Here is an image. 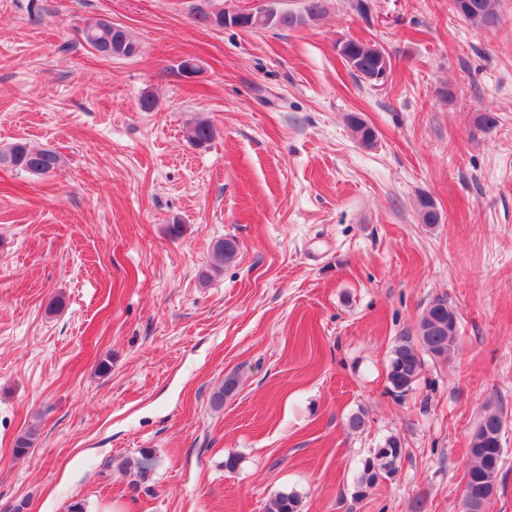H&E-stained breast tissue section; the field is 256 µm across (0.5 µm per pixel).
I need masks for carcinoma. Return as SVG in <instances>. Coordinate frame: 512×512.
<instances>
[{"instance_id":"obj_1","label":"carcinoma","mask_w":512,"mask_h":512,"mask_svg":"<svg viewBox=\"0 0 512 512\" xmlns=\"http://www.w3.org/2000/svg\"><path fill=\"white\" fill-rule=\"evenodd\" d=\"M498 0H450L451 10L476 29L495 28L500 24V15L495 10ZM324 11V0H303L301 10L284 9L270 25H251L253 29L293 30L318 19ZM81 44L100 53L105 59H131L140 54L139 41L123 25L111 22L103 24L100 18H89L81 30ZM345 55L354 59L353 71L364 79L377 68L372 46L362 41L346 42ZM215 130L206 120L196 122L189 130V138L197 144L209 142ZM13 154L11 168L31 175H49L62 164L61 155L52 149L36 148L19 140L7 145ZM419 217L422 224L432 227L439 223L440 216L428 198L419 201ZM238 255V244L233 238L216 241L212 247L211 261L199 272L203 282L220 273L224 266L233 263ZM459 329L455 309L445 298H436L425 308L417 329V336H400L391 351L387 367V389L402 399L415 390L426 366V359L445 362L452 357V344ZM503 417L490 406L480 415L471 434L469 457L466 462V481L463 495L475 499L487 488L496 486L503 461ZM405 448L400 438L390 436L372 450L364 459L357 478L358 489L370 488L381 478L398 471ZM267 512H301V498L295 493L277 494Z\"/></svg>"}]
</instances>
